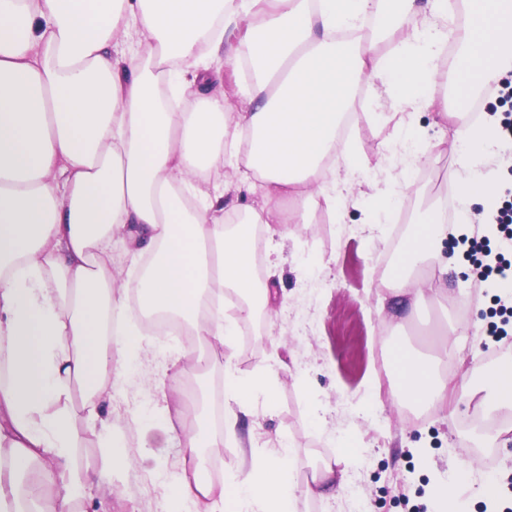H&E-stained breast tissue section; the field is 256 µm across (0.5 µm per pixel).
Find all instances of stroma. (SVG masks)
I'll use <instances>...</instances> for the list:
<instances>
[{
    "instance_id": "35a3bbf8",
    "label": "stroma",
    "mask_w": 512,
    "mask_h": 512,
    "mask_svg": "<svg viewBox=\"0 0 512 512\" xmlns=\"http://www.w3.org/2000/svg\"><path fill=\"white\" fill-rule=\"evenodd\" d=\"M354 109L358 121L350 133L361 154L363 177L367 183H386L388 195L397 202L399 221L369 223L371 210L382 201L366 184L357 189V202L349 206L345 223H330L325 214L317 213L310 223L289 225L275 278L278 296L268 321L241 323L233 347L218 349V365L190 356L180 373L156 354L155 344L179 349L182 341L174 336L147 337L120 410L133 417L145 402H160V383L176 376L187 394L203 398L204 410L211 414L225 402V358H232L245 374L275 365V403L269 409L257 406L253 420L266 436L296 448L299 479L307 480L313 463L336 454V431L355 426L367 448V463L353 472L352 484L362 488L372 512H410L420 501L423 485L445 471L449 452H456L479 474L512 471V431L493 442L494 454L486 459L474 453L482 445L476 425L461 423L462 418L475 416L474 407L461 401L449 414H415L397 401L384 348L392 337H402L419 350L422 331L446 325V372L459 390L478 383L500 352L482 353L472 318L459 314L460 300H467L473 310L485 292L458 272L433 279V287L443 289L445 297L439 304L429 300L420 305L412 322L378 311L379 299L388 294L395 257L414 225L432 198L453 190L448 173L456 166L458 149L452 139H440L432 114H421V133L435 147L415 166L411 182H404L399 159L390 153L396 138L393 124L376 115L364 96L356 97ZM372 378L378 387L374 399L365 392ZM314 405L324 411L318 426L311 422ZM115 437L133 467L114 481L111 490H93V499H111L112 512H166L165 479L177 470L179 443L160 428L122 422ZM423 444L430 448L433 467L416 460V448Z\"/></svg>"
}]
</instances>
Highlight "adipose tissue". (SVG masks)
<instances>
[{
	"label": "adipose tissue",
	"mask_w": 512,
	"mask_h": 512,
	"mask_svg": "<svg viewBox=\"0 0 512 512\" xmlns=\"http://www.w3.org/2000/svg\"><path fill=\"white\" fill-rule=\"evenodd\" d=\"M377 41L390 50L375 54ZM243 63L251 78L230 112L212 86L221 66ZM511 71L512 0H0V512L26 502L89 512L91 488L130 468L103 407L143 351L131 306L181 319L207 346L232 345L274 296L254 275L253 227L265 228L275 254L287 225L310 211L343 223L362 169L340 129L354 122L361 87L381 82L373 99L390 100L395 148L410 169L428 149L416 112L446 127L477 85ZM189 88L194 102L179 105ZM454 138L460 219L449 225L447 200L433 201L398 254L389 303L404 314L420 298L412 282L455 263L443 241L473 235L471 215L493 224L504 189L499 113L483 112ZM228 167L263 190L237 225L224 222V198L238 188ZM118 234L134 258H151L132 299L112 269ZM228 289L239 297L230 312ZM390 351L400 401L447 408L446 344L429 357L396 343ZM224 373L233 402L224 434L236 440L241 418L273 401L272 369ZM466 397L481 411H512V357ZM168 398L139 419L184 447L167 483L169 512H299L301 499L345 492L364 457L359 433L342 432L337 456L302 484L293 446L278 441L242 449L217 482L205 454L214 433L202 420L185 426L177 385ZM85 431L107 455L81 472L73 457ZM448 464L432 486L435 512H467L469 489L497 512L495 479Z\"/></svg>",
	"instance_id": "ef3b65f1"
}]
</instances>
